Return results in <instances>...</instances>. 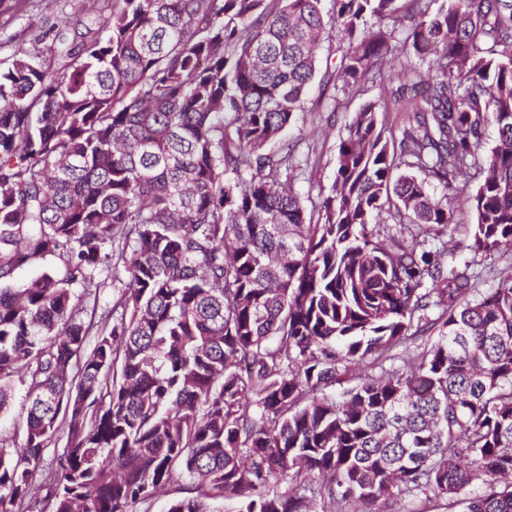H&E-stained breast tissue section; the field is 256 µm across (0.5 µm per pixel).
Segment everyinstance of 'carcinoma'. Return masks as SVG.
Masks as SVG:
<instances>
[{"label": "carcinoma", "mask_w": 512, "mask_h": 512, "mask_svg": "<svg viewBox=\"0 0 512 512\" xmlns=\"http://www.w3.org/2000/svg\"><path fill=\"white\" fill-rule=\"evenodd\" d=\"M397 2L112 0L60 68L0 70V415L25 389L0 512L39 474L52 512H150L182 478L164 512H512V274L480 289L477 261L512 266V0ZM335 29L344 89L385 81L400 33L433 70L355 113L309 208L285 136ZM469 169L470 255L425 247L457 231L430 186ZM384 214L423 240L368 236ZM196 495L195 485L189 480H181L167 486L165 493L154 502L151 512H163L168 500Z\"/></svg>", "instance_id": "carcinoma-1"}]
</instances>
